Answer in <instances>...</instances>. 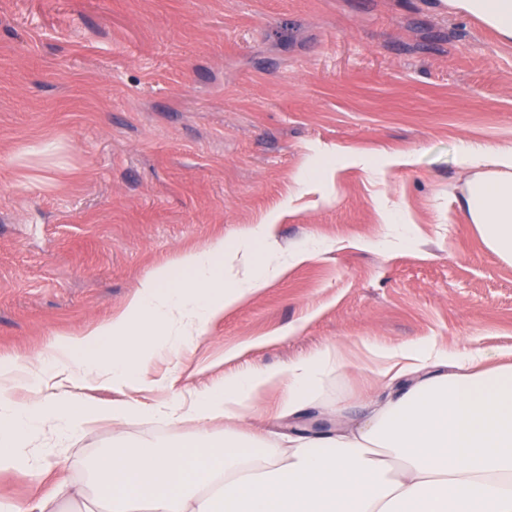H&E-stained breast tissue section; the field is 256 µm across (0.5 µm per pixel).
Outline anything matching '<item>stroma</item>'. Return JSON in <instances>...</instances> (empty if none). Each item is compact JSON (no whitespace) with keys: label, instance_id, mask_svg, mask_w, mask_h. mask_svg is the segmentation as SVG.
<instances>
[{"label":"stroma","instance_id":"1","mask_svg":"<svg viewBox=\"0 0 512 512\" xmlns=\"http://www.w3.org/2000/svg\"><path fill=\"white\" fill-rule=\"evenodd\" d=\"M464 141L512 146V44L442 0H0V356L38 362L120 314L147 272L272 216L279 249L316 256L153 359L150 387L68 390L187 400L339 346L347 367L296 421L271 418L270 391L235 424L290 434L385 397L372 341L512 364V265L458 205ZM321 157L334 181L305 186ZM390 211L407 244L383 246ZM203 430L224 423H96L34 476L0 474V497L82 479L119 433L166 447Z\"/></svg>","mask_w":512,"mask_h":512}]
</instances>
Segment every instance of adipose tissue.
<instances>
[{"mask_svg": "<svg viewBox=\"0 0 512 512\" xmlns=\"http://www.w3.org/2000/svg\"><path fill=\"white\" fill-rule=\"evenodd\" d=\"M444 2L512 41V0ZM458 163L470 173L460 207L484 245L511 265L512 148L466 142ZM243 246L242 279L226 277L230 247L211 240L144 276L120 315L52 343L40 370L1 357L0 472L32 474L26 448L49 419L61 441L103 419L173 424L189 413L200 422L232 421L270 389L280 393L279 416L302 411L345 367L338 347L275 369L234 373L187 403L90 405L66 390L78 371L94 382L139 386L156 344L180 350L264 287L281 267L273 224L258 225ZM369 352L385 374L402 366L413 375L358 426L285 441L202 433L169 451L120 440L94 461L87 480L59 479L35 505L1 500L0 512H57L61 501L75 512H512V365L427 342L373 344ZM30 378L38 382L40 403L15 404L10 390Z\"/></svg>", "mask_w": 512, "mask_h": 512, "instance_id": "ef3b65f1", "label": "adipose tissue"}]
</instances>
